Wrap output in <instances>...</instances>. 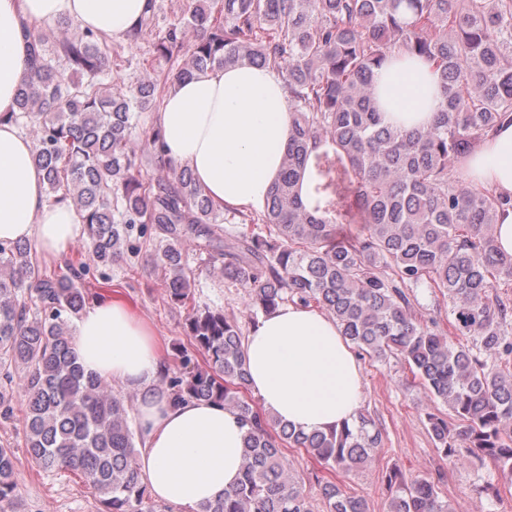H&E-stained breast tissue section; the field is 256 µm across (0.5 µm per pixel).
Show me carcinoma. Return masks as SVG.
<instances>
[{"label":"carcinoma","mask_w":512,"mask_h":512,"mask_svg":"<svg viewBox=\"0 0 512 512\" xmlns=\"http://www.w3.org/2000/svg\"><path fill=\"white\" fill-rule=\"evenodd\" d=\"M183 14L156 34L148 0L128 39L153 35L156 53L186 61L172 77L128 91L100 80L112 65L106 37L83 29L60 39L48 25L24 27L30 72L10 119L34 128L48 197L73 203L90 260L108 268L136 252L138 224L143 236L162 234L157 259L175 305L192 296L190 245L249 288L256 311L290 300L328 313L359 353L408 366L430 402L426 425L441 457L489 461L512 488V257L495 235L512 198L451 177L512 118V0H186ZM394 50L435 67L440 104L424 129L394 127L376 107L377 78ZM242 61L284 73L294 132L264 207L227 228L225 209L165 160L160 130L132 148V118L157 110L169 82ZM151 163L166 175L144 177ZM307 168L311 207L300 191ZM356 213L363 233L336 241L334 227ZM90 270L81 252L51 273L29 245L0 243V419L15 420L12 402L22 394L31 465L79 476L104 512H155L135 467L140 434L128 400L85 373L73 352L72 319L88 301ZM422 283L449 305V325L413 316L412 287ZM450 328L471 345L449 341ZM186 337L205 366L178 349L157 395L222 404L247 427L239 482L201 512H314L288 446L321 467L322 512H369L336 479L375 463L383 436L371 418L361 412L327 433L297 432L246 397L234 317L193 307ZM19 463L15 447L1 443L0 512H18ZM439 483L390 470L388 512H452Z\"/></svg>","instance_id":"cac0c4a2"}]
</instances>
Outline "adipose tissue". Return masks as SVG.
I'll use <instances>...</instances> for the list:
<instances>
[{
    "mask_svg": "<svg viewBox=\"0 0 512 512\" xmlns=\"http://www.w3.org/2000/svg\"><path fill=\"white\" fill-rule=\"evenodd\" d=\"M147 0H0V116L15 111L28 71L23 23L70 19L121 39ZM378 78L386 120L420 129L439 106L437 75L426 61L394 52ZM281 72L243 63L177 81L157 123L164 154L190 169L217 204L260 209L277 179L292 131ZM467 181L512 197V122L491 130L464 170ZM35 145L0 119V243H32L48 258L65 256L84 226L69 202H51ZM74 351L86 372L142 394L136 467L157 501L200 512L234 485L245 429L212 402L173 403L154 396L164 373L152 328L120 300H91L74 322ZM246 389L263 410L293 428L326 432L352 422L364 402L362 366L335 320L288 304L260 317L243 338Z\"/></svg>",
    "mask_w": 512,
    "mask_h": 512,
    "instance_id": "obj_1",
    "label": "adipose tissue"
}]
</instances>
